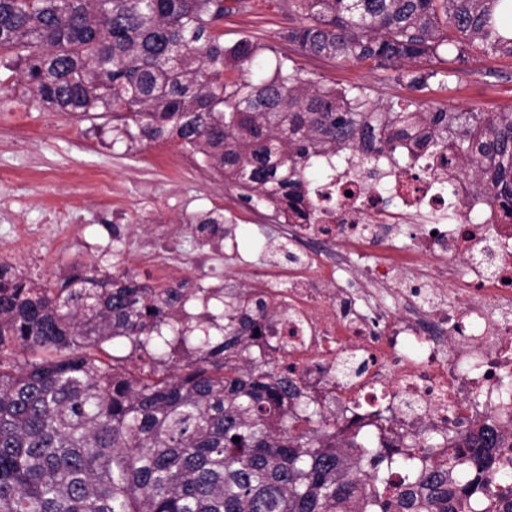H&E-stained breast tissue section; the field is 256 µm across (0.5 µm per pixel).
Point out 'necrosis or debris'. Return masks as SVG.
Segmentation results:
<instances>
[{
    "instance_id": "1",
    "label": "necrosis or debris",
    "mask_w": 512,
    "mask_h": 512,
    "mask_svg": "<svg viewBox=\"0 0 512 512\" xmlns=\"http://www.w3.org/2000/svg\"><path fill=\"white\" fill-rule=\"evenodd\" d=\"M325 168L305 186L306 218L272 207L269 233L292 256L232 283L266 304L260 350L294 369L337 440L384 402L375 440L437 434L431 464L461 422L512 445V211L482 204L453 152L411 167L352 152Z\"/></svg>"
}]
</instances>
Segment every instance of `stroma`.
Here are the masks:
<instances>
[{
    "label": "stroma",
    "mask_w": 512,
    "mask_h": 512,
    "mask_svg": "<svg viewBox=\"0 0 512 512\" xmlns=\"http://www.w3.org/2000/svg\"><path fill=\"white\" fill-rule=\"evenodd\" d=\"M290 23L288 0H240L218 24L225 42L249 35L269 47L254 65L267 70L274 54L290 53L279 34ZM303 77L325 85L370 87L374 99L417 98L461 110L497 112L512 108V57L478 56L447 69L443 80L412 93L387 73L353 62L298 56ZM234 211L235 254L209 252L205 267L195 260L200 235L183 233L179 241L187 263L170 271L142 261L136 238L165 235L208 211ZM263 217L255 215L237 190L213 176L203 158L177 142L113 141L103 119L75 118L27 100L22 89L0 87V258L36 281H54L76 266L103 273L130 269L156 285L188 283L205 289L210 300L196 299L186 309L197 315H222L216 299L239 264L267 257ZM38 226L36 237L17 241L14 224Z\"/></svg>",
    "instance_id": "stroma-1"
}]
</instances>
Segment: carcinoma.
Wrapping results in <instances>:
<instances>
[{"instance_id":"cac0c4a2","label":"carcinoma","mask_w":512,"mask_h":512,"mask_svg":"<svg viewBox=\"0 0 512 512\" xmlns=\"http://www.w3.org/2000/svg\"><path fill=\"white\" fill-rule=\"evenodd\" d=\"M224 0H0L3 83L54 112L109 116L112 138L175 140L208 159L247 204H301L321 155L359 150L418 161L451 148L512 208V110L376 104L361 85L301 76L289 56L255 80L267 49L217 32ZM279 34L305 56L365 63L423 91L447 47L512 57V0H288ZM414 68H406V64ZM185 284L80 267L34 282L0 262V512H512V456L458 429L456 454L427 469L413 453L353 433V460L325 443L333 424L282 406L298 380L247 352L256 318L177 315ZM128 347L108 356L107 344ZM24 359L18 360L17 355ZM240 441L235 442L233 438Z\"/></svg>"}]
</instances>
